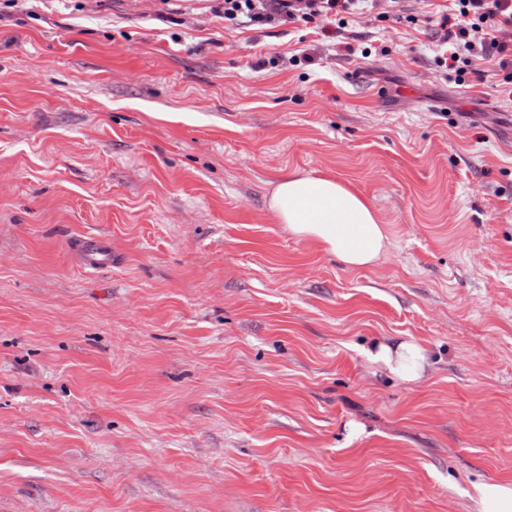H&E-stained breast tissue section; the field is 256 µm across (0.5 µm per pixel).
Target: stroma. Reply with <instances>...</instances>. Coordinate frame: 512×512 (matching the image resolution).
<instances>
[{
	"instance_id": "obj_1",
	"label": "stroma",
	"mask_w": 512,
	"mask_h": 512,
	"mask_svg": "<svg viewBox=\"0 0 512 512\" xmlns=\"http://www.w3.org/2000/svg\"><path fill=\"white\" fill-rule=\"evenodd\" d=\"M431 2L331 39L0 0V512H470L512 477V81L438 67ZM292 170L362 194L387 253L289 235ZM393 338L421 382L367 358ZM70 251L80 267L88 271L110 266L115 259L112 242L101 236L78 238L72 242ZM367 353L371 361L407 382L421 379L429 366L428 351L412 340L379 342Z\"/></svg>"
}]
</instances>
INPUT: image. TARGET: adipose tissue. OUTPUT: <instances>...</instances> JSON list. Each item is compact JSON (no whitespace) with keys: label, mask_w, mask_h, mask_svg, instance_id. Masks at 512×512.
Returning <instances> with one entry per match:
<instances>
[{"label":"adipose tissue","mask_w":512,"mask_h":512,"mask_svg":"<svg viewBox=\"0 0 512 512\" xmlns=\"http://www.w3.org/2000/svg\"><path fill=\"white\" fill-rule=\"evenodd\" d=\"M268 207L296 239L313 244L349 269L374 265L390 237L369 201L330 176L293 171L272 183ZM371 361L407 382L422 378L429 353L411 340L379 342Z\"/></svg>","instance_id":"adipose-tissue-1"}]
</instances>
